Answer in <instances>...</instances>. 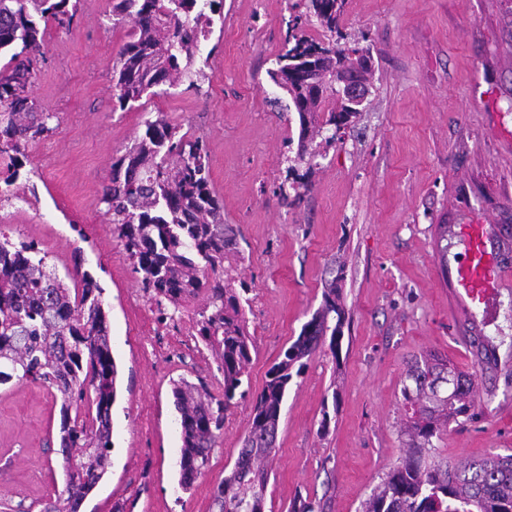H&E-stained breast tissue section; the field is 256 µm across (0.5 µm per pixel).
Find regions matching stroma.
Wrapping results in <instances>:
<instances>
[{"instance_id": "obj_1", "label": "stroma", "mask_w": 512, "mask_h": 512, "mask_svg": "<svg viewBox=\"0 0 512 512\" xmlns=\"http://www.w3.org/2000/svg\"><path fill=\"white\" fill-rule=\"evenodd\" d=\"M111 7L80 0L71 30L48 29L29 90L57 128L29 145L30 182L0 207L1 229L36 241L58 274L81 267L103 290L119 371L112 465L83 512H211L248 425V403L227 412L205 473L180 489L172 382L201 381L217 395L223 378L200 340L158 327L101 202L113 162L160 114L206 140L224 221L240 232L231 264L250 289V394L327 288L344 310L337 348L304 358L288 388L267 512H362L405 452L402 390L416 355L472 374L486 404L472 421L449 422L440 455L512 454V287L473 323L438 271L439 255L463 252L459 226L473 213L501 230L512 264V0H346L341 28L371 51L369 94L335 141L299 163L309 189L288 201L278 187L296 157L298 115L267 71L289 20L323 37L315 18L297 0H223L197 57L200 89L162 85L121 111L112 67L126 29ZM59 426L44 388L0 389L1 502L41 512L63 489L62 457L47 446Z\"/></svg>"}]
</instances>
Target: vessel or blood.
Masks as SVG:
<instances>
[{"label":"vessel or blood","instance_id":"b4317fda","mask_svg":"<svg viewBox=\"0 0 512 512\" xmlns=\"http://www.w3.org/2000/svg\"><path fill=\"white\" fill-rule=\"evenodd\" d=\"M459 233L465 242L461 259L441 265L448 293L468 318L488 311L498 294L512 286V266L504 264L495 251L492 227L484 218L471 216Z\"/></svg>","mask_w":512,"mask_h":512}]
</instances>
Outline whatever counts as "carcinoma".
Instances as JSON below:
<instances>
[{
  "label": "carcinoma",
  "mask_w": 512,
  "mask_h": 512,
  "mask_svg": "<svg viewBox=\"0 0 512 512\" xmlns=\"http://www.w3.org/2000/svg\"><path fill=\"white\" fill-rule=\"evenodd\" d=\"M214 2L112 0V25L130 26L112 68L113 99L120 109L133 108L162 84L186 81L194 87L206 79L194 64L201 40L211 33L206 10H214ZM79 3L0 0V50L20 47L0 66V162L8 173L0 200L17 196L29 143L53 132L56 115L35 111L30 79L43 58L45 25L70 29ZM343 5L344 0H307L309 14L329 38L298 33L300 17H295L285 50L268 71L298 114L300 161L325 126L345 125L359 112L340 95L336 78L354 71L359 81H368L369 48L345 42L339 26ZM101 202L141 290L159 311L168 304L172 319L184 303L203 298L194 312L195 330L216 360L224 391L216 396L202 383L173 382L180 415L179 485L187 491L204 473L224 429V413L247 397L242 385L252 360L240 296L249 288L224 267L237 238L224 223V202L210 188L206 142L158 114L112 163ZM67 277L68 284L35 242H16L0 232V387L26 381L47 388L61 402L65 487L41 512H80L106 473L112 449L118 370L102 288L77 268ZM341 322L336 289L329 288L321 309L252 398L242 448L214 492L212 512H265V462L275 448L288 387L301 373L302 359L327 339L336 347ZM406 378L411 380L403 388L404 406L411 410L408 448L363 512H512V455L451 463L433 443L448 421L476 418L479 396L470 375L455 374L456 382L448 387V366L430 354L415 358Z\"/></svg>",
  "instance_id": "1"
}]
</instances>
